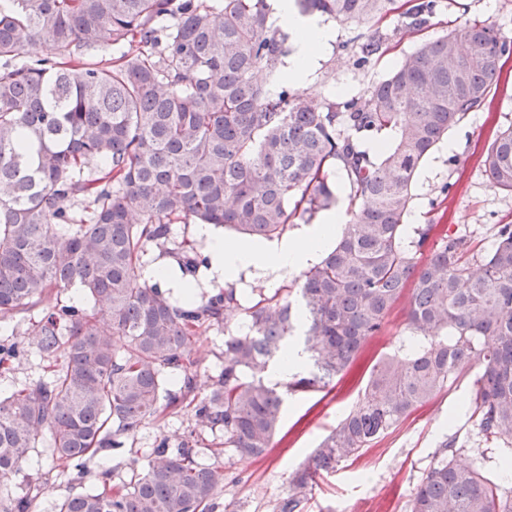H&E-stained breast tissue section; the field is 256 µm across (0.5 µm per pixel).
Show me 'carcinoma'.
<instances>
[{"label":"carcinoma","instance_id":"1","mask_svg":"<svg viewBox=\"0 0 512 512\" xmlns=\"http://www.w3.org/2000/svg\"><path fill=\"white\" fill-rule=\"evenodd\" d=\"M395 0H294L302 15L369 25ZM436 0L405 12L420 27ZM288 36L268 0H0V320L23 319L51 288L80 287L90 307L61 304L32 323L30 347L58 361L47 378L0 396V479L20 472L41 438L52 459L84 478L85 461L167 410H188L224 447L259 458L271 448L285 395L344 373L410 292L409 336L372 365L356 404L292 474L279 512L311 491L309 470L359 457L432 400L462 369H480L464 407L504 446L512 475V224L478 268L464 241L404 216L421 160L483 107L509 42L492 23L466 21L404 56L360 96L314 105L284 86ZM104 44L135 46L105 63ZM48 47L50 58L17 60ZM512 192V125L483 161ZM350 186L336 244L302 273L298 299L275 293L224 331V368L194 383L195 337L242 307L233 285L179 300L141 274L151 249L185 276L196 252L169 237L178 221L229 227L253 241L311 220L337 202L332 170ZM433 243L425 262L422 249ZM319 365L284 390L265 383L294 348ZM130 478L106 471L54 512H214L224 463L198 461L163 438ZM27 495H0V512H31ZM411 512H512V490L491 484L440 445Z\"/></svg>","mask_w":512,"mask_h":512}]
</instances>
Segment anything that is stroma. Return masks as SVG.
<instances>
[{"mask_svg": "<svg viewBox=\"0 0 512 512\" xmlns=\"http://www.w3.org/2000/svg\"><path fill=\"white\" fill-rule=\"evenodd\" d=\"M469 20L492 22L512 40V0H437L434 15L419 31L405 28L398 10L388 13L375 29L323 18L334 39L297 90L318 103L335 99L340 90L350 96L361 95L423 40L441 36ZM375 31L383 36L380 48L368 63H360L358 46ZM502 63L497 87L487 104L449 131L447 138L454 142V150L436 145L420 164L405 217L409 224L445 225L449 235L463 238L475 255L492 245L499 225L512 224V194L495 187L481 163L494 134L512 124V51L504 55ZM407 306L404 300L395 306L379 335L368 342L350 372L335 379L333 389L288 395L282 427L266 457L234 455L225 450L222 432L195 431L189 413L169 410L136 431L124 448L88 459L84 483L93 484L100 473L124 467L131 458H145L161 439L177 443L190 434L200 461L224 464V490L217 496L216 512H276V504L288 494L291 474L357 401L369 365L396 350L406 336ZM195 349L203 358L196 385L204 392L224 364L223 331L212 328L203 332ZM50 372L49 360L28 352L9 368H0V394L8 395ZM477 373L474 367L466 370L360 457L342 461L334 471L320 476L298 512H410L414 489L433 465L436 448L450 439L484 477L498 480L495 444L486 441L475 419L459 409ZM79 486L37 447L28 466L0 481V494L29 495L32 512H51L54 504L77 492Z\"/></svg>", "mask_w": 512, "mask_h": 512, "instance_id": "stroma-1", "label": "stroma"}]
</instances>
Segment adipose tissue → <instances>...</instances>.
Segmentation results:
<instances>
[{
    "label": "adipose tissue",
    "mask_w": 512,
    "mask_h": 512,
    "mask_svg": "<svg viewBox=\"0 0 512 512\" xmlns=\"http://www.w3.org/2000/svg\"><path fill=\"white\" fill-rule=\"evenodd\" d=\"M271 3L275 19L288 28L295 45L288 64V78L304 82L329 47L332 33L315 17L300 15L293 0H271ZM340 222V213L330 210L317 223L299 225L285 238L262 242L227 240L211 225L198 224L194 234L202 242L206 258L200 277L188 282L182 280L164 258L146 265L142 277L184 295H197L251 277L276 286L315 262L322 248L334 238Z\"/></svg>",
    "instance_id": "1"
}]
</instances>
